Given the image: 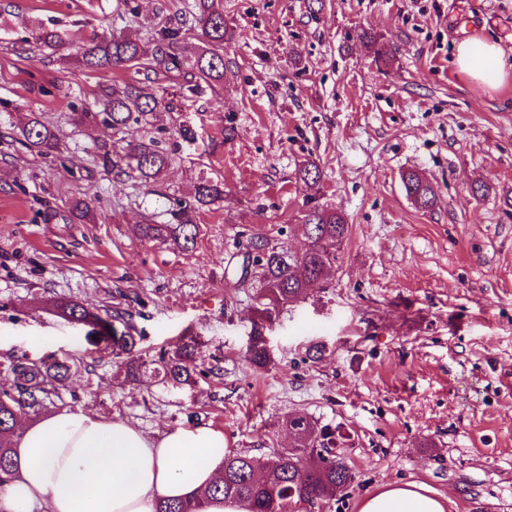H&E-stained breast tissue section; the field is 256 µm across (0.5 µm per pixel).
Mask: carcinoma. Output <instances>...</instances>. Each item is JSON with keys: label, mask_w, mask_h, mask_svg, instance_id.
Masks as SVG:
<instances>
[{"label": "carcinoma", "mask_w": 512, "mask_h": 512, "mask_svg": "<svg viewBox=\"0 0 512 512\" xmlns=\"http://www.w3.org/2000/svg\"><path fill=\"white\" fill-rule=\"evenodd\" d=\"M201 32L203 46L189 62L180 55L184 31ZM224 23L223 0H180L175 13L165 18L158 30V39L152 60L144 70L153 73L180 72L189 65L194 83L188 91L194 95L210 91L219 97L224 91ZM33 42L28 51L34 53L44 47L64 42L62 34L41 24L32 30ZM142 58V47L136 38L102 34L84 45L76 59L82 65L108 72L124 66H136ZM166 90L151 85L150 77L138 84L112 83L102 90L101 112H79L75 121L84 124L103 117L112 128L123 132L133 114L143 117L157 112L171 111L165 97ZM20 144L32 155L49 158L61 153L57 129L34 114L18 131ZM104 169L119 176L136 174L141 183L155 184L170 164V156L159 150L153 139L129 143L122 149L107 142L96 145ZM407 199L418 209L436 205V194L430 183L418 172L401 176ZM224 198V183L204 179L194 186L191 200H175L168 210L170 218L163 224H141L139 235L148 241H158L168 247L188 250L199 235L197 212ZM303 232L308 245L300 258L290 254L285 245L266 235L251 238L248 254L251 263L244 264L234 283L236 288L254 290L258 319L271 321L289 304L297 301L313 288L324 287V279L338 260V252L347 237L348 224L344 214L325 207L312 198L303 215ZM50 310L70 323L91 327L87 337L105 343V349L116 356L126 355V374L134 377L148 366L162 376L164 383L177 388L189 384L194 375L221 371L217 364L197 370L196 341L161 354L155 360H145L134 353L135 338L130 328L119 332L112 324V315L104 317L65 298L54 299ZM246 360L258 369L271 363V356L262 337L255 338L245 352ZM72 366L52 355L37 361L16 358L10 364L14 388L0 391V485L7 483L18 468L12 440L18 417L39 416L48 408L47 400L65 382ZM335 432L327 426L319 427L303 418L300 434L293 442L266 459H258L245 451L231 452L224 459L223 479L201 497L192 501L166 500L158 504L157 512H202L205 501L222 495L229 500L245 503L249 512H291L299 502L313 505L327 501L350 486L354 480L351 468L336 456Z\"/></svg>", "instance_id": "carcinoma-1"}]
</instances>
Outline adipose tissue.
<instances>
[{
  "mask_svg": "<svg viewBox=\"0 0 512 512\" xmlns=\"http://www.w3.org/2000/svg\"><path fill=\"white\" fill-rule=\"evenodd\" d=\"M454 64L477 88L512 75V59L493 40L472 37ZM19 468L0 486V512H156L165 499H192L223 473L229 450L209 426L147 434L118 419L63 408L22 425ZM359 512H445L421 482L388 483L366 493Z\"/></svg>",
  "mask_w": 512,
  "mask_h": 512,
  "instance_id": "adipose-tissue-1",
  "label": "adipose tissue"
}]
</instances>
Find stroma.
<instances>
[{
  "instance_id": "stroma-1",
  "label": "stroma",
  "mask_w": 512,
  "mask_h": 512,
  "mask_svg": "<svg viewBox=\"0 0 512 512\" xmlns=\"http://www.w3.org/2000/svg\"><path fill=\"white\" fill-rule=\"evenodd\" d=\"M134 3L132 16L118 0H0V389L11 358L52 354L72 364L55 407L148 433L209 425L260 458L288 446L285 416L310 417L340 432L355 478L300 512H357L366 492L407 481L448 496L449 512H512V78L482 92L453 63L470 35L512 49V0H224L221 101L162 73L173 109L150 126L75 124L108 80L144 79L69 63L96 31L138 35L152 55L149 29L174 0ZM37 19L66 43L28 59ZM366 33L392 46L388 63ZM33 112L59 129L60 159L17 142ZM143 136L172 158L152 191L93 160L97 143ZM309 161L323 173L315 190ZM408 170L432 185L433 209L407 199ZM203 178L222 180L224 198L197 215L195 249L139 237ZM313 197L345 214L348 236L326 288L263 325L272 362L257 370L244 358L252 291L227 288L224 273L258 234L303 248ZM76 198L92 220L71 214ZM50 297L124 311L151 358L196 340L198 362L222 371L180 389L148 371L129 379L86 326L45 309Z\"/></svg>"
}]
</instances>
